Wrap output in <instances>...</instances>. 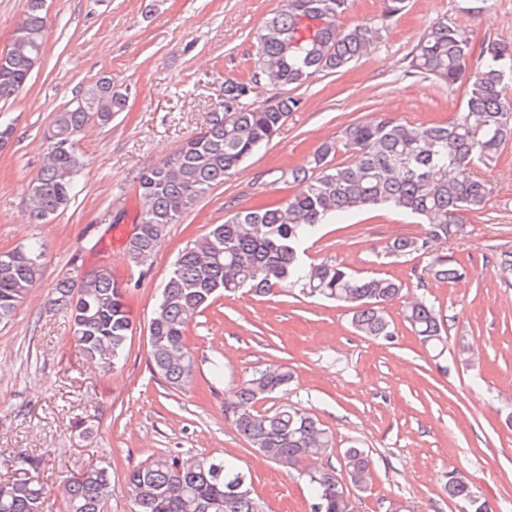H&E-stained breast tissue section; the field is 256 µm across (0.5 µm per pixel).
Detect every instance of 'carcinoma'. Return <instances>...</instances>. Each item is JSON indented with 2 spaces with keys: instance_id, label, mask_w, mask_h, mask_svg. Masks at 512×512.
<instances>
[{
  "instance_id": "cac0c4a2",
  "label": "carcinoma",
  "mask_w": 512,
  "mask_h": 512,
  "mask_svg": "<svg viewBox=\"0 0 512 512\" xmlns=\"http://www.w3.org/2000/svg\"><path fill=\"white\" fill-rule=\"evenodd\" d=\"M46 0H26L16 28L24 41L0 62V99L12 97L29 80L31 60L41 57L48 34ZM348 0H281L280 8L257 33L253 79L224 81V113L188 139L176 154L182 163L163 161L140 173V222L127 245L130 263L149 262L169 225L180 222L224 176L237 169L278 133L298 101L251 102L253 80L273 86L299 87L321 72H340L379 44L388 22L399 17L406 0H383L380 21L349 29L338 20ZM320 19L314 34L293 47L298 20ZM471 39L454 19L443 15L421 35L413 49L408 74L455 85L468 82L460 111L447 122L414 124L377 115L346 125L340 132L354 158L333 163L336 143L326 141L314 152L308 170H290L288 178L305 183L303 191L282 205H268L231 214L213 225L179 253L169 271L148 324L149 358L155 373L173 388L188 386L195 358L186 344L192 319L223 293L247 288L266 294L273 288L301 286L312 296L344 305L354 330L368 338L389 341L395 335L385 312L403 290L392 276L360 275L342 264H306L301 247L321 225L371 209H389L418 220L423 231L386 247L395 256L430 257L426 273L454 282L464 267L438 247L466 232L468 215L483 209L491 191L487 181L472 175L476 165L496 163L512 142V47L488 42L480 51L481 68L468 75ZM125 100L112 94L102 77L85 86L76 100L57 112L45 139L46 160L29 185L31 221L42 224L64 211L75 198L83 156L73 146L89 123L106 125ZM72 146L57 149L55 135ZM43 244L32 241L0 253V322L8 321L41 275ZM51 306L72 322L73 338L89 360L125 359L132 333L123 289L104 268L57 281ZM403 322L432 350L447 342L444 319L434 302L415 297L402 309ZM290 369L267 367L225 392L224 411L236 432L275 464L291 469L321 458L333 448V437L320 420L298 408L260 412L256 404L288 389ZM340 465L351 484L367 489L372 462L362 448H346ZM12 475L0 478V512H44L46 491L38 478L42 459L19 453ZM311 498V512H351L342 488L325 467L301 472ZM127 488L132 512H263L265 503L238 463L229 458L159 455L130 471ZM443 490L466 506V512H494L465 478L448 476ZM112 497V479L104 467H91L63 483L64 512H104Z\"/></svg>"
}]
</instances>
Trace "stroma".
I'll return each mask as SVG.
<instances>
[{
    "label": "stroma",
    "instance_id": "35a3bbf8",
    "mask_svg": "<svg viewBox=\"0 0 512 512\" xmlns=\"http://www.w3.org/2000/svg\"><path fill=\"white\" fill-rule=\"evenodd\" d=\"M280 0H47L49 33L41 64L13 97L0 100V252L44 242L42 276L9 322L0 323V463L17 453L43 457L40 480L48 512H62V482L108 466L106 512H131L125 477L162 454L232 457L252 477L268 512H310L306 485L252 448L224 411V393L259 369L283 365L287 391L259 411L299 407L330 431L334 446L319 458L339 467L343 449L373 460L359 512H386L390 500L416 512H463L442 487L449 473L467 477L494 505L512 512V143L494 167L480 169L493 191L465 235L443 249L467 268L442 282L425 271L427 256H387L394 239L420 234L415 219L365 211L322 225L305 246L311 264L337 262L362 274L404 283L403 302L426 296L447 320V347L425 348L398 323L392 341L354 332L347 309L296 288L267 295L219 297L189 325L192 383L167 385L149 366L147 328L178 253L211 225L257 206L286 202L302 189L290 169L354 121L384 115L410 123L451 119L466 85L406 74L409 56L439 16H464L474 48L512 45V0H488L461 13L458 0H409L384 40L352 68L322 72L298 88L258 81L253 100L299 99L279 134L227 174L180 223L170 225L145 268L132 266L126 238L138 227L137 176L166 160L224 108L226 78L252 76L255 35ZM126 101L110 124H89L77 137L88 164L81 191L46 223L28 221L27 187L40 170L44 132L56 112L101 77ZM122 227L124 242L112 243ZM109 268L126 291L133 320L126 357L114 365L87 360L70 320L47 302L73 269Z\"/></svg>",
    "mask_w": 512,
    "mask_h": 512
}]
</instances>
